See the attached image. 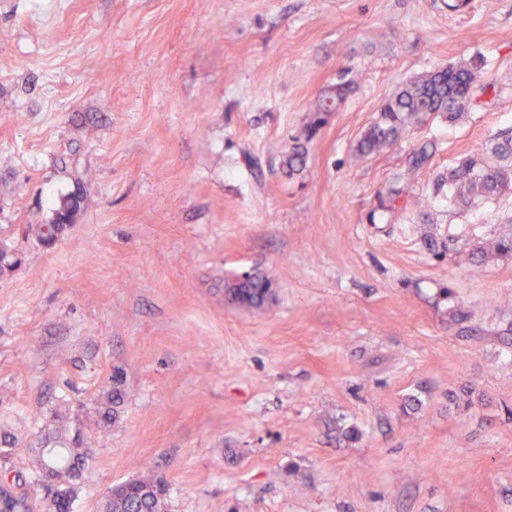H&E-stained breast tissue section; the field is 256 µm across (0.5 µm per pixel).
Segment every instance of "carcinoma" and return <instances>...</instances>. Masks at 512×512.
<instances>
[{
	"label": "carcinoma",
	"mask_w": 512,
	"mask_h": 512,
	"mask_svg": "<svg viewBox=\"0 0 512 512\" xmlns=\"http://www.w3.org/2000/svg\"><path fill=\"white\" fill-rule=\"evenodd\" d=\"M483 66L469 62L448 64L401 83L384 100L379 117L361 135L356 150L362 156L379 154L396 146L407 130L430 119L440 118L455 123L463 112L475 106L473 91L488 89ZM353 81L342 80L333 85L318 101L304 129V142H297L283 159L282 166L293 174L301 171L306 162L305 143L311 141L325 123L330 112H337L352 92ZM448 201L469 205L512 195V132L499 134L493 142L462 158L448 175ZM80 208L76 198L62 200L48 224L36 228L37 240L47 246L54 244L65 229L60 218L73 217ZM14 229L0 225V273L18 265L15 249L10 243ZM461 264H475L488 258L512 259V232L486 239L470 251H455ZM272 280L261 272L236 275L224 283L225 296L238 307L261 310L274 299ZM101 406L86 420L75 419L53 407L43 414V424L31 433L27 443L18 446L10 430L0 429V458L7 461L22 449L29 460L30 473H16L11 478L20 489L14 499L12 512H32L31 496L39 494L41 466L49 462L54 468L69 471L76 465L86 467L87 449L96 448L99 437L116 422L125 403L126 389L123 372L116 369L100 385ZM128 492L123 495L105 493L100 512H167L169 484L152 471L143 472L126 481ZM80 481L60 489L51 498H44L46 512H72L78 497Z\"/></svg>",
	"instance_id": "obj_1"
}]
</instances>
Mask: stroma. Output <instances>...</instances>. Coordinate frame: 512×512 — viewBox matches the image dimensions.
I'll return each mask as SVG.
<instances>
[{
    "label": "stroma",
    "mask_w": 512,
    "mask_h": 512,
    "mask_svg": "<svg viewBox=\"0 0 512 512\" xmlns=\"http://www.w3.org/2000/svg\"><path fill=\"white\" fill-rule=\"evenodd\" d=\"M448 3L0 0V426L128 389L74 512L142 468L168 512H512V260L452 256L512 230V195L432 189L512 129V0ZM474 59L495 89L456 124L356 154L399 83ZM255 269L274 303L227 305ZM353 84L351 80H341L319 99L304 129V143L297 141L283 159L282 166L288 169L289 174H295L304 168L307 154L305 143L315 137L317 131L325 123L329 112L339 111L352 92ZM80 208V201L76 198L63 199L60 206L55 209L54 218L51 220L50 224H41L36 228V238L37 240L44 245L50 246L54 244L59 235L65 229L67 224H62L60 222V218L67 216L71 218V222L73 220V216ZM70 222V223H71ZM13 234L12 225H0V273L10 271L18 265L15 249L10 243Z\"/></svg>",
    "instance_id": "35a3bbf8"
}]
</instances>
